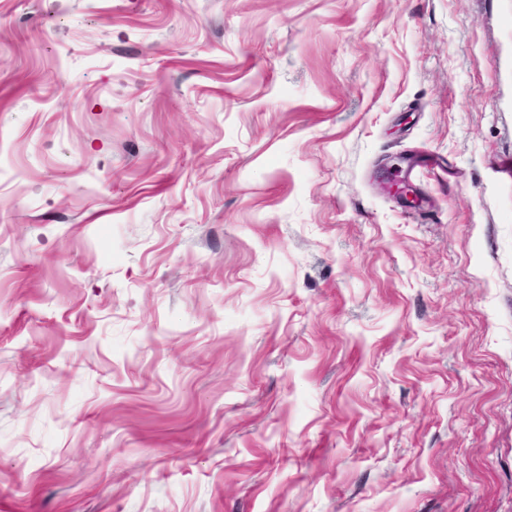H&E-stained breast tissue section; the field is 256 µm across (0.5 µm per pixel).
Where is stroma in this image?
Wrapping results in <instances>:
<instances>
[{"instance_id":"35a3bbf8","label":"stroma","mask_w":512,"mask_h":512,"mask_svg":"<svg viewBox=\"0 0 512 512\" xmlns=\"http://www.w3.org/2000/svg\"><path fill=\"white\" fill-rule=\"evenodd\" d=\"M0 512H512V0H0Z\"/></svg>"}]
</instances>
